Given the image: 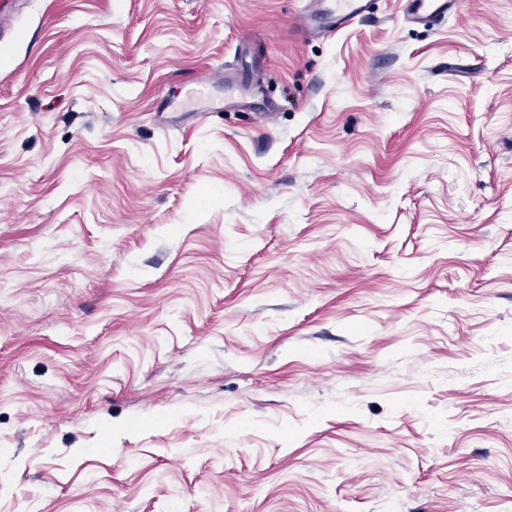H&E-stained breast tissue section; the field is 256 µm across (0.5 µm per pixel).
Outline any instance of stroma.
I'll list each match as a JSON object with an SVG mask.
<instances>
[{
    "label": "stroma",
    "instance_id": "1",
    "mask_svg": "<svg viewBox=\"0 0 512 512\" xmlns=\"http://www.w3.org/2000/svg\"><path fill=\"white\" fill-rule=\"evenodd\" d=\"M17 2L0 512H512V0ZM311 13L301 15V26L313 25L318 33L342 31L370 11L372 0H315ZM317 22V26L313 23ZM408 7L405 17L413 23H421L429 19L444 20L448 13L456 12L459 0H407Z\"/></svg>",
    "mask_w": 512,
    "mask_h": 512
}]
</instances>
